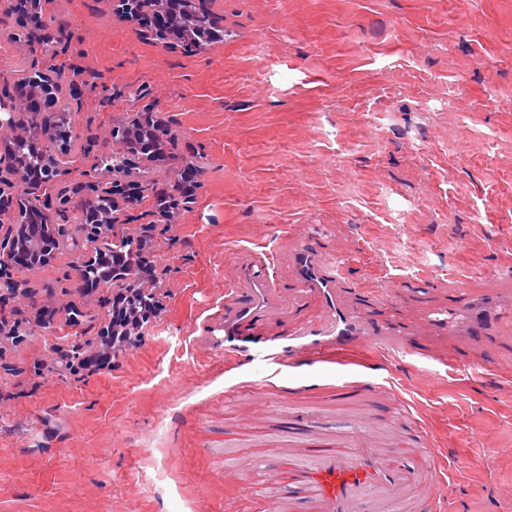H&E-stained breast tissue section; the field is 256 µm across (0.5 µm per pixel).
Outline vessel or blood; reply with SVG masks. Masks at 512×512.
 <instances>
[{
    "label": "vessel or blood",
    "mask_w": 512,
    "mask_h": 512,
    "mask_svg": "<svg viewBox=\"0 0 512 512\" xmlns=\"http://www.w3.org/2000/svg\"><path fill=\"white\" fill-rule=\"evenodd\" d=\"M289 255L285 279L264 258L240 261L223 315L207 324L210 336L223 339L225 357L251 372L253 389L276 392L280 418L297 422L275 467L259 457L245 464L235 459L225 462V473L248 468L251 498L274 512H420L437 495L445 463L421 428L396 432L411 415L407 401L360 375L370 357L420 363L425 352L415 342L419 336L497 335L512 319V280L489 294L490 316L461 292L427 308L418 326H400L368 312L316 232L290 241ZM310 300L320 306L312 318L303 313ZM273 319L293 327L284 336L246 337L250 323ZM302 366L320 379L333 372L326 391L357 400L360 414L343 424L327 422L315 404V386H280L286 373ZM399 448L415 449L414 466L396 456Z\"/></svg>",
    "instance_id": "vessel-or-blood-1"
}]
</instances>
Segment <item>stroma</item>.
<instances>
[{
  "mask_svg": "<svg viewBox=\"0 0 512 512\" xmlns=\"http://www.w3.org/2000/svg\"><path fill=\"white\" fill-rule=\"evenodd\" d=\"M0 0V72L20 67V19ZM225 35L205 51L145 38L114 0H41L49 36L87 83L66 119L62 189L111 181L94 169L118 118L153 106L203 172L176 224L153 198L125 231L153 230L160 313L111 368L70 371L61 345L89 349L113 292L68 281L80 251L31 271L8 266L26 297L0 313L33 337L0 350V512H257L225 459L263 455L253 426L278 428L273 394L225 407L246 377L207 336L240 250L287 260L288 241L322 224L359 293L398 287L381 317L412 324L447 303L458 277L476 298L512 274V0H206ZM52 319L39 321L42 307ZM450 371L433 379L397 360L371 375L411 404L447 465L432 512H512V323L456 342L425 336ZM494 364L485 378L470 362Z\"/></svg>",
  "mask_w": 512,
  "mask_h": 512,
  "instance_id": "stroma-1",
  "label": "stroma"
}]
</instances>
